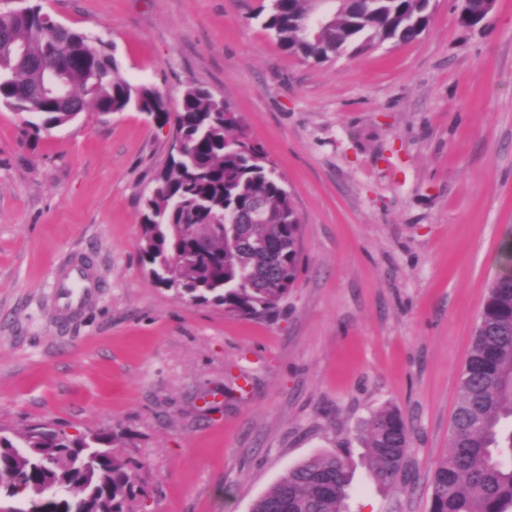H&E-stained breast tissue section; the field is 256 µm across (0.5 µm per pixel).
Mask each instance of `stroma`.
Wrapping results in <instances>:
<instances>
[{
  "label": "stroma",
  "instance_id": "obj_1",
  "mask_svg": "<svg viewBox=\"0 0 512 512\" xmlns=\"http://www.w3.org/2000/svg\"><path fill=\"white\" fill-rule=\"evenodd\" d=\"M39 3L171 104L197 84L232 106L288 183L303 260L272 319L176 297L137 247L168 127L85 112L34 139L0 105V429L131 432L144 512H250L321 452L349 462L347 512H429L512 239V0L475 30L431 0L417 41L324 63L280 49L266 0ZM77 260L98 294L63 317L53 276ZM385 406L412 430L395 489L373 483L362 440Z\"/></svg>",
  "mask_w": 512,
  "mask_h": 512
}]
</instances>
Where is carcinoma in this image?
Instances as JSON below:
<instances>
[{
  "label": "carcinoma",
  "mask_w": 512,
  "mask_h": 512,
  "mask_svg": "<svg viewBox=\"0 0 512 512\" xmlns=\"http://www.w3.org/2000/svg\"><path fill=\"white\" fill-rule=\"evenodd\" d=\"M314 0H270L262 25L290 54L325 62L387 41L411 43L430 26V0H322L317 38L305 34ZM487 16L486 0H463V28ZM63 67L68 98L39 94L40 70ZM0 105L38 136L90 110L102 116L136 109L174 125L186 144L158 170L143 196L139 252L153 279L197 304L266 319L296 286L302 224L286 180L242 129L236 111L191 84L171 110L148 84L120 75L111 46L67 26L41 6L0 14ZM260 199L258 224H231ZM448 454L433 470L430 512H512V267L489 286L463 367ZM370 477L382 488L405 481L411 432L402 412L384 407L364 423ZM132 439L110 427L78 436L51 425L0 433V489L25 512L56 500L60 512H131L144 464L118 449ZM351 482L345 457L313 456L288 469L250 512H345Z\"/></svg>",
  "instance_id": "carcinoma-1"
}]
</instances>
